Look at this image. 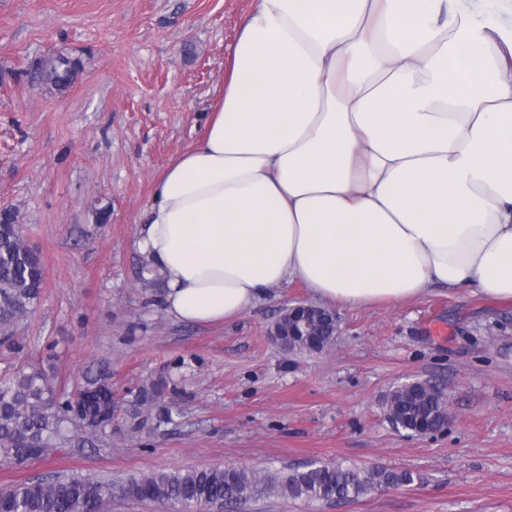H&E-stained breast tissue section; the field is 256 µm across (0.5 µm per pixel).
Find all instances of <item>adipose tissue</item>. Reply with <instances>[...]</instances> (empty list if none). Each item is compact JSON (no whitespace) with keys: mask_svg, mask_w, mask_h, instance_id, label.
Listing matches in <instances>:
<instances>
[{"mask_svg":"<svg viewBox=\"0 0 512 512\" xmlns=\"http://www.w3.org/2000/svg\"><path fill=\"white\" fill-rule=\"evenodd\" d=\"M137 246L195 324L293 280L328 305L512 302V33L454 0H256Z\"/></svg>","mask_w":512,"mask_h":512,"instance_id":"adipose-tissue-1","label":"adipose tissue"}]
</instances>
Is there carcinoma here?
I'll list each match as a JSON object with an SVG mask.
<instances>
[{
	"instance_id": "carcinoma-1",
	"label": "carcinoma",
	"mask_w": 512,
	"mask_h": 512,
	"mask_svg": "<svg viewBox=\"0 0 512 512\" xmlns=\"http://www.w3.org/2000/svg\"><path fill=\"white\" fill-rule=\"evenodd\" d=\"M78 59L52 56L30 70L31 79L62 92L82 72ZM45 283V268L34 250L24 247L15 215L0 212V335L12 338V326L38 305ZM316 336L289 337L288 351L319 353L333 345V330L317 325ZM168 383L157 377L143 383L135 400L120 410L112 385L90 379L76 395L57 394L45 371L20 370L0 380V458L15 464L39 460L70 440L69 426L97 436L119 430L128 434L149 431L162 421L159 403ZM389 421L415 433V421L426 418L434 427L448 413L445 387L424 380L408 388H394L386 399ZM416 476L407 470L363 468L342 463H313L303 469L284 468L272 473L227 465L152 472L127 483L88 475L59 473L47 482L22 480L0 490V512H100L115 496L159 504L164 512H226L270 494L300 499L309 505L354 501L378 487H405Z\"/></svg>"
}]
</instances>
